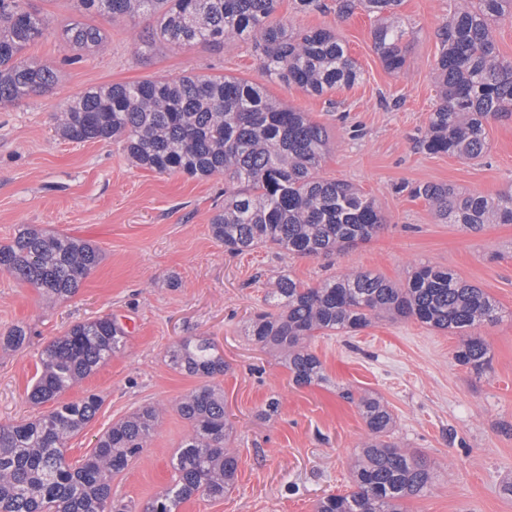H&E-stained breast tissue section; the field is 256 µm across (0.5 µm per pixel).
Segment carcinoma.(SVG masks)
Wrapping results in <instances>:
<instances>
[{"instance_id":"carcinoma-1","label":"carcinoma","mask_w":512,"mask_h":512,"mask_svg":"<svg viewBox=\"0 0 512 512\" xmlns=\"http://www.w3.org/2000/svg\"><path fill=\"white\" fill-rule=\"evenodd\" d=\"M75 2L84 15L152 19L143 38L146 46L220 48L251 41L270 79L308 95L321 96L361 79L332 30L295 33L272 20L279 0ZM401 2L336 0L341 16L360 7L377 18L374 49L394 73L406 66L409 37L398 13ZM507 19H512V0H456L438 27L440 104L420 140L427 153L476 159L486 148L489 123L512 120V60L500 55L494 39L495 27ZM51 36L77 55L105 40L101 28L79 21L55 28L31 0H0V105L48 92L59 81L53 65L25 55L28 47ZM58 132L77 143L119 140L136 166L157 174L224 175V208L210 228L231 255L270 244L293 256H331L369 241L385 226L372 199L346 181L320 176L330 151L324 128L255 83L184 74L92 88L61 108ZM410 193L426 200L442 224L471 232L487 224H512L511 193L460 194L438 184L416 185ZM101 259L88 241L34 227L20 229L10 243L0 245V271L40 289L52 302L75 296ZM265 305L248 320V335L279 357L298 387L326 381L323 364L309 347L315 336L355 332L374 320L414 319L456 334L461 340L455 362L486 374L492 369L490 351L473 330L501 318L483 289L429 265L415 268L400 284L370 272H342L315 286L282 275L267 292ZM28 336L27 326L13 325L0 332V348L19 349ZM127 338L123 324L109 314L70 326L44 349L28 399L55 407L34 420L0 424V512H130L114 505L112 478L148 446L157 410L141 407L113 424L93 452L72 465L65 457L67 440L96 417L101 400L89 394L60 401L69 387L123 350ZM167 363L202 385L178 406L191 434L172 460L174 484L144 512H177L180 503L197 494L222 499L237 476V456L226 448L234 425L219 383L227 370L224 355L211 339L188 337L170 347ZM342 397L356 405L370 437L352 469L353 490L324 496L316 512H403L404 500L433 485L426 458L391 441L395 420L379 398L356 400L348 390Z\"/></svg>"}]
</instances>
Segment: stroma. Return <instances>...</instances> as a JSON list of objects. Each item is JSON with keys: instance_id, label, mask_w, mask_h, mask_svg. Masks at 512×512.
<instances>
[{"instance_id": "stroma-1", "label": "stroma", "mask_w": 512, "mask_h": 512, "mask_svg": "<svg viewBox=\"0 0 512 512\" xmlns=\"http://www.w3.org/2000/svg\"><path fill=\"white\" fill-rule=\"evenodd\" d=\"M453 8L452 0H404L410 40L406 68L396 74L374 50V16L303 13L294 0H279L277 18L298 30H333L362 72L353 87L319 97L269 80L249 42L144 47L143 19L89 17L107 38L79 57L53 38L27 49L61 79L49 93L0 107V244L32 225L89 241L102 261L76 296L55 304L0 272V330L19 322L30 330L21 349H0V423L41 414L27 389L50 341L74 323L118 313L133 324L126 348L61 396L101 399L95 419L67 443L73 464L135 409L160 410L147 448L112 480L114 503L142 512L172 485L171 460L191 432L176 406L200 381L169 368L165 355L180 339L203 336L229 366L221 385L236 426L229 446L238 456L237 479L223 499L195 496L179 512H314L321 497L348 491L350 464L368 433L355 404L340 396L346 388L382 399L395 419L394 440L424 454L436 474L426 495L405 501V512H512L504 491L512 483V224L477 233L442 224L428 202L408 192L422 183L492 196L512 191L511 121L488 125L477 159L418 146L439 103L436 29ZM185 73L257 83L308 113L332 144L321 176L348 181L374 200L385 229L338 256H284L270 246L232 256L210 232L224 204L223 175H159L134 166L120 141L76 143L56 129L59 107L88 89ZM421 265L452 270L498 305L500 321L479 329L491 350L490 373L454 361V334L380 320L353 335L313 338L327 380L300 388L245 334L282 274L314 285L342 271H369L400 283ZM272 398L277 414L261 417Z\"/></svg>"}]
</instances>
